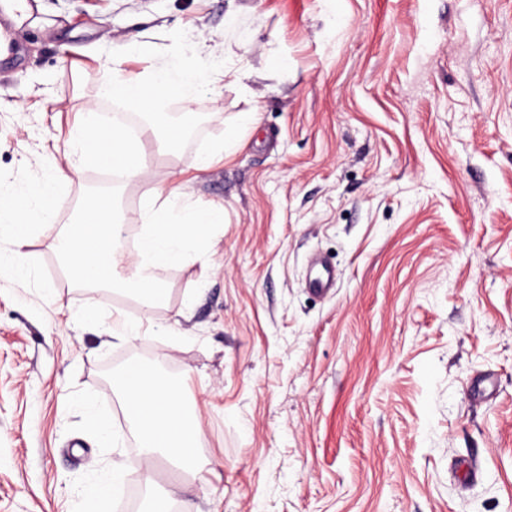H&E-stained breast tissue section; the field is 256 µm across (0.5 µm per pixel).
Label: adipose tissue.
Instances as JSON below:
<instances>
[{
	"label": "adipose tissue",
	"mask_w": 512,
	"mask_h": 512,
	"mask_svg": "<svg viewBox=\"0 0 512 512\" xmlns=\"http://www.w3.org/2000/svg\"><path fill=\"white\" fill-rule=\"evenodd\" d=\"M225 77L228 76L224 72L205 71L189 60L131 76L121 59L116 58L103 70L100 93L145 114L144 133L153 135L158 149L164 151L169 147V102L190 100L195 89L208 82L219 84ZM72 142L76 157L69 166L73 174H80L86 159L105 165L103 145L108 142L123 159V181H145L150 177L140 138L130 136L119 122H102L95 108L83 112ZM185 197L178 184L146 195L141 209L143 230L132 266L123 264L125 227L110 205L94 219L81 217L73 221L56 237L55 245L74 279L88 285H108L122 267L126 270L122 283L127 292L138 296L145 309L163 306L167 295L159 283L158 271L185 263L191 244L209 241L224 222L223 207L201 210L187 203ZM59 201L58 182L47 177L0 204V270L16 275L25 271L23 249L35 225L51 223ZM121 401L137 430L147 464L163 460L182 469L194 466L197 453L187 450L186 442L199 437L197 413L179 385L157 375L126 380L122 383Z\"/></svg>",
	"instance_id": "ef3b65f1"
}]
</instances>
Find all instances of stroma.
<instances>
[{
    "label": "stroma",
    "instance_id": "stroma-1",
    "mask_svg": "<svg viewBox=\"0 0 512 512\" xmlns=\"http://www.w3.org/2000/svg\"><path fill=\"white\" fill-rule=\"evenodd\" d=\"M30 2L34 23L0 26V199L52 175L87 105L124 112L99 96L112 57L252 78L171 101L195 124L148 151L150 184L90 161L56 175L74 204L116 192L130 258L149 187L179 181L224 224L159 271L150 311L65 273L69 212L36 227L22 276L0 272V512H83L114 463L100 512H148L102 371L148 354L198 415L202 471L155 469L173 512H512V0ZM232 126L236 152L198 171ZM316 254L336 267L325 298L305 285ZM118 313L154 328L112 338ZM121 474L114 465L102 477L99 483L86 494L84 499V512L98 511V504L109 498L117 490Z\"/></svg>",
    "mask_w": 512,
    "mask_h": 512
}]
</instances>
